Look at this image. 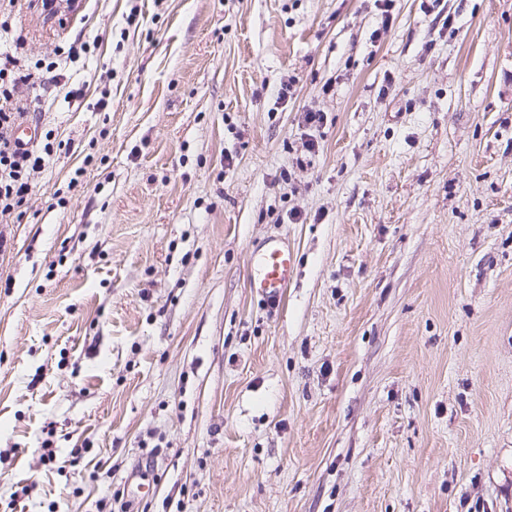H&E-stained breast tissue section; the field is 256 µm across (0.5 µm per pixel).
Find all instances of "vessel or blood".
Instances as JSON below:
<instances>
[{"label":"vessel or blood","mask_w":512,"mask_h":512,"mask_svg":"<svg viewBox=\"0 0 512 512\" xmlns=\"http://www.w3.org/2000/svg\"><path fill=\"white\" fill-rule=\"evenodd\" d=\"M294 268V254L283 240H265L250 253L249 286L269 303H279Z\"/></svg>","instance_id":"obj_1"}]
</instances>
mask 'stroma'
<instances>
[{
  "label": "stroma",
  "mask_w": 512,
  "mask_h": 512,
  "mask_svg": "<svg viewBox=\"0 0 512 512\" xmlns=\"http://www.w3.org/2000/svg\"><path fill=\"white\" fill-rule=\"evenodd\" d=\"M1 21L98 47L27 92L61 147L0 223V512H512V0ZM295 257L281 239H266L250 253L249 287L269 303H279L292 280Z\"/></svg>",
  "instance_id": "35a3bbf8"
}]
</instances>
